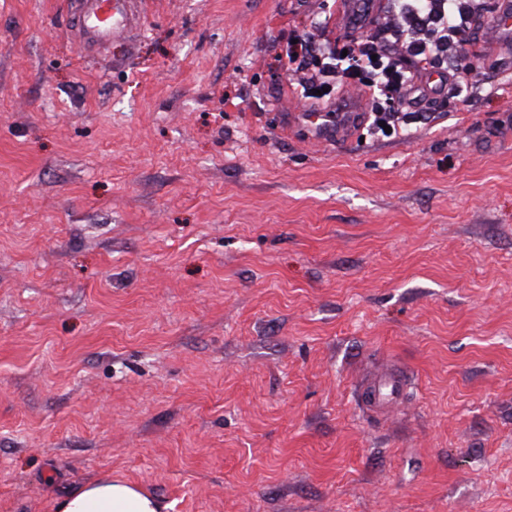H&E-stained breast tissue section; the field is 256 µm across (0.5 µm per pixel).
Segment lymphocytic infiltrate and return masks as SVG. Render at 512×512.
<instances>
[{
    "instance_id": "f902f5d3",
    "label": "lymphocytic infiltrate",
    "mask_w": 512,
    "mask_h": 512,
    "mask_svg": "<svg viewBox=\"0 0 512 512\" xmlns=\"http://www.w3.org/2000/svg\"><path fill=\"white\" fill-rule=\"evenodd\" d=\"M398 8L380 36L366 43L339 48L306 37L288 44V70L297 74L305 102L317 100L320 89L335 94L354 86L380 93L376 127L399 130L405 95L418 74L438 69L451 59V81L473 87L471 68L462 53L470 20L483 0H397Z\"/></svg>"
}]
</instances>
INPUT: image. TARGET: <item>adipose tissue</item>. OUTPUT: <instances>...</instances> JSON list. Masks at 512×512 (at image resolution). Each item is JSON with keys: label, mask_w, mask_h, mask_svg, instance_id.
<instances>
[{"label": "adipose tissue", "mask_w": 512, "mask_h": 512, "mask_svg": "<svg viewBox=\"0 0 512 512\" xmlns=\"http://www.w3.org/2000/svg\"><path fill=\"white\" fill-rule=\"evenodd\" d=\"M57 512H163V506L130 484L101 477L66 492Z\"/></svg>", "instance_id": "1"}]
</instances>
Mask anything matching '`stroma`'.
I'll list each match as a JSON object with an SVG mask.
<instances>
[{
    "instance_id": "35a3bbf8",
    "label": "stroma",
    "mask_w": 512,
    "mask_h": 512,
    "mask_svg": "<svg viewBox=\"0 0 512 512\" xmlns=\"http://www.w3.org/2000/svg\"><path fill=\"white\" fill-rule=\"evenodd\" d=\"M0 0V512H512V56L462 111L287 132L336 0ZM402 379L384 408L363 391ZM80 21L92 42L127 35L136 28L130 0H80ZM165 508L130 484L101 477L66 492L57 512H163Z\"/></svg>"
}]
</instances>
